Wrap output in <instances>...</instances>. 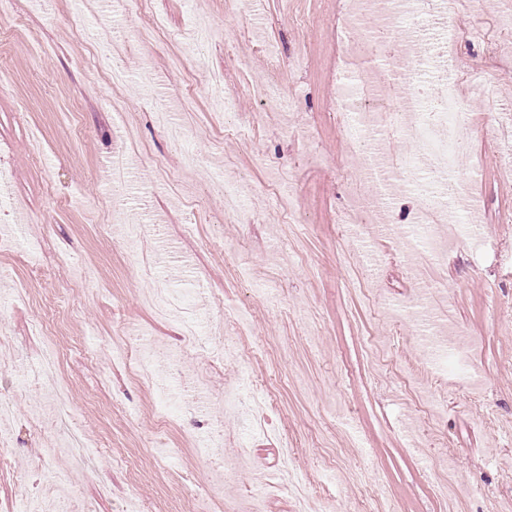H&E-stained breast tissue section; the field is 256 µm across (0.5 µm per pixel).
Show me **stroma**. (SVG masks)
I'll return each mask as SVG.
<instances>
[{
	"instance_id": "35a3bbf8",
	"label": "stroma",
	"mask_w": 512,
	"mask_h": 512,
	"mask_svg": "<svg viewBox=\"0 0 512 512\" xmlns=\"http://www.w3.org/2000/svg\"><path fill=\"white\" fill-rule=\"evenodd\" d=\"M345 0H152L125 13L118 0H10L0 10V238H18L36 267L0 252V397L15 419L0 444V512L41 497L46 512H294L287 490L257 487L260 474L293 465L313 512H512V0H481L454 17L452 72L469 90L471 69L489 72L473 96L456 176L480 202L473 235H459L442 265L410 264L393 236L422 200L391 190L382 220L346 222L352 204L346 120L332 106L336 19ZM111 24L127 38L114 61L120 88L89 62L87 31ZM213 37L191 44L192 25ZM150 32L149 41L135 30ZM300 57L273 75L269 55ZM223 77L229 111L215 110L209 77ZM277 86L288 111L247 92ZM174 108L189 129L171 141L155 111ZM201 165L184 168L185 152ZM130 176L125 211L112 218L114 158ZM481 166L468 181L471 166ZM243 208L224 212V182ZM110 225L103 236L102 225ZM150 231L134 246L123 228ZM92 278L80 296L74 265ZM169 288L195 296L207 319L188 343L177 319H158L144 298ZM442 289L433 309L471 349L463 367L433 365L426 322L412 309ZM66 313L55 336L41 318ZM160 346L154 382L127 358L131 336ZM63 358L54 385L24 377L47 346ZM69 389L64 422L55 385ZM266 397L268 435L239 449L242 421L221 409L226 387ZM435 395L430 420L419 399ZM97 444L82 465L62 440ZM236 458L231 482L224 461ZM451 466L462 496L435 493L425 469Z\"/></svg>"
}]
</instances>
